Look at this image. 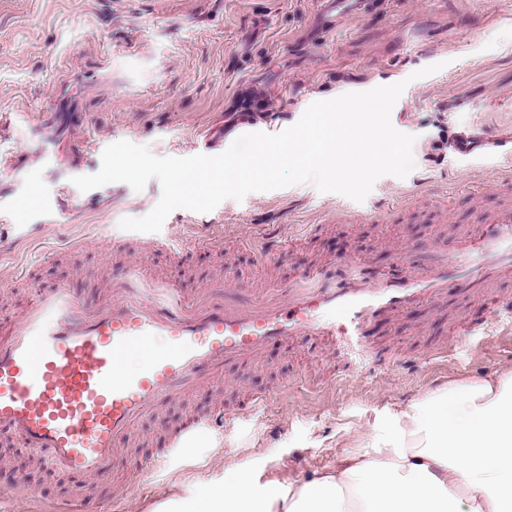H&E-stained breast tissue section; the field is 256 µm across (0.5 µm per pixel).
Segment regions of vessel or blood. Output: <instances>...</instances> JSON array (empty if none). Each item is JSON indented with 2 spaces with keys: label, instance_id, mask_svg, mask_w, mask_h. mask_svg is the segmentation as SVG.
<instances>
[{
  "label": "vessel or blood",
  "instance_id": "vessel-or-blood-1",
  "mask_svg": "<svg viewBox=\"0 0 512 512\" xmlns=\"http://www.w3.org/2000/svg\"><path fill=\"white\" fill-rule=\"evenodd\" d=\"M449 147L512 159V136L463 131ZM300 241L262 234L244 246L276 259ZM470 267L480 274L476 296L511 309L512 299L497 289L512 281V211L463 232L452 252L437 253L424 270L368 279L352 260L303 273L256 303L241 300L231 285L204 303L176 281L146 278L134 263L112 276L103 303L57 285L37 292L17 323L0 324V430L61 471L107 482L139 416L188 387L217 381L225 362L300 336L354 346L370 324L433 299ZM133 352L146 360L129 371L122 361ZM223 426L220 410L193 420L171 437L172 455L187 454L200 436Z\"/></svg>",
  "mask_w": 512,
  "mask_h": 512
}]
</instances>
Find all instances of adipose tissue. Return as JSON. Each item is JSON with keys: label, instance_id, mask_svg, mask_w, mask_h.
<instances>
[{"label": "adipose tissue", "instance_id": "1", "mask_svg": "<svg viewBox=\"0 0 512 512\" xmlns=\"http://www.w3.org/2000/svg\"><path fill=\"white\" fill-rule=\"evenodd\" d=\"M365 440L304 484L236 475L185 512H512V370L390 407Z\"/></svg>", "mask_w": 512, "mask_h": 512}]
</instances>
